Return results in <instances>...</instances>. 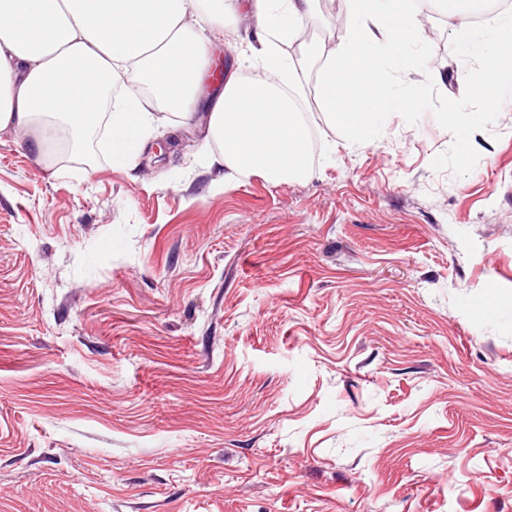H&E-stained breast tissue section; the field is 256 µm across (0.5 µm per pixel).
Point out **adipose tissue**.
<instances>
[{
  "mask_svg": "<svg viewBox=\"0 0 512 512\" xmlns=\"http://www.w3.org/2000/svg\"><path fill=\"white\" fill-rule=\"evenodd\" d=\"M319 0H0V131L29 135L31 151L52 156L58 127L73 141L112 114V158L125 163L149 137L159 116L142 89L177 95L181 113L199 118L222 149L210 163L236 178L259 173L274 183L310 176L293 97L306 78L324 111L359 130L381 113L408 110L413 95L399 92L389 72L416 71L409 45L420 42L422 7L432 5L466 58L462 76L473 93L496 84L499 103L512 105V15L478 28L471 16L481 0H340L347 37L331 52L303 44L302 62L282 47L295 40ZM248 11L256 41L237 53L205 114L197 105L202 77L213 65L212 47L229 19ZM330 62L321 63L322 54ZM315 64L307 73V64ZM262 73L245 91L238 69Z\"/></svg>",
  "mask_w": 512,
  "mask_h": 512,
  "instance_id": "1",
  "label": "adipose tissue"
}]
</instances>
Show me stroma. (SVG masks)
<instances>
[{"instance_id": "1", "label": "stroma", "mask_w": 512, "mask_h": 512, "mask_svg": "<svg viewBox=\"0 0 512 512\" xmlns=\"http://www.w3.org/2000/svg\"><path fill=\"white\" fill-rule=\"evenodd\" d=\"M421 25L365 137L305 84L302 181L0 133V512H512V110Z\"/></svg>"}]
</instances>
